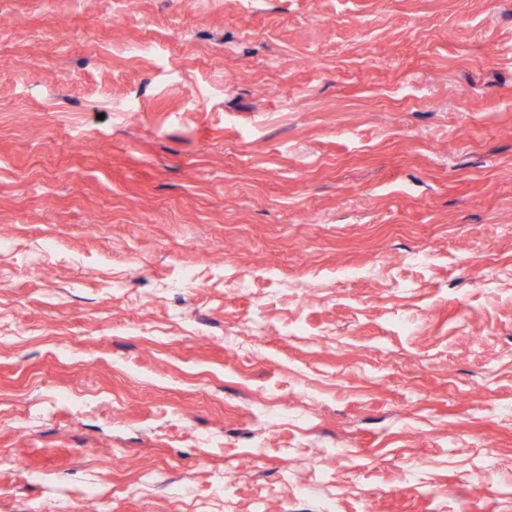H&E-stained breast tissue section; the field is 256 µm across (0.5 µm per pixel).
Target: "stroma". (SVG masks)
<instances>
[{
    "label": "stroma",
    "mask_w": 512,
    "mask_h": 512,
    "mask_svg": "<svg viewBox=\"0 0 512 512\" xmlns=\"http://www.w3.org/2000/svg\"><path fill=\"white\" fill-rule=\"evenodd\" d=\"M112 7L0 0V512H512V0Z\"/></svg>",
    "instance_id": "35a3bbf8"
}]
</instances>
